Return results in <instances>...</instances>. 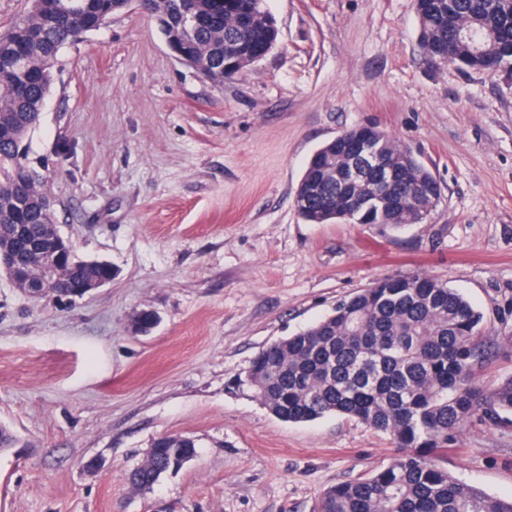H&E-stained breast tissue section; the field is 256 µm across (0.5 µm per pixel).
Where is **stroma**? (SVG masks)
Listing matches in <instances>:
<instances>
[{
	"mask_svg": "<svg viewBox=\"0 0 512 512\" xmlns=\"http://www.w3.org/2000/svg\"><path fill=\"white\" fill-rule=\"evenodd\" d=\"M274 49L216 83L131 7L65 44L25 156L79 256L111 263L81 298L0 272V512H317L389 464L387 435L280 421L232 389L255 353L376 279L422 271L485 315L512 377V71L429 66L416 0H266ZM375 126L441 183L427 223L309 224L294 191L342 130ZM149 312L155 323L139 332ZM197 456L153 491L128 473L154 439ZM449 473L512 499V423L473 421Z\"/></svg>",
	"mask_w": 512,
	"mask_h": 512,
	"instance_id": "obj_1",
	"label": "stroma"
}]
</instances>
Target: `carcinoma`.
<instances>
[{
    "instance_id": "1",
    "label": "carcinoma",
    "mask_w": 512,
    "mask_h": 512,
    "mask_svg": "<svg viewBox=\"0 0 512 512\" xmlns=\"http://www.w3.org/2000/svg\"><path fill=\"white\" fill-rule=\"evenodd\" d=\"M133 0H34L28 13L0 35V243L11 227L27 226L41 236L47 217L35 212L44 189L35 171L16 165L17 149L36 124L51 88L50 62L78 33L100 27ZM189 0H144L164 40L188 52L183 64L201 66L222 80L224 49L237 62L266 54L276 26L265 0H210L200 22L183 31ZM418 40L425 61L485 72L512 70V0H416ZM470 30L474 50L460 38ZM375 146L391 156L405 178L381 187L369 175L359 187L326 180L322 155L309 159L295 190L298 214L312 224L347 221L356 209L362 224L400 227L418 223L422 206L441 198L442 186L405 147L379 129ZM386 192L390 204L373 213L359 209L363 196ZM63 278L89 273L73 255ZM483 313L448 282L421 271L380 278L340 299L332 312L292 336L258 351L236 381L271 414L289 423L336 415L389 436L399 455L368 475L336 484L324 494L320 512H512L503 502L466 485L442 464L448 438L474 419L496 424L512 415V377L493 387L476 380L492 352L484 336ZM197 456L195 441L157 438L150 458L130 472V484L150 492L183 461Z\"/></svg>"
}]
</instances>
